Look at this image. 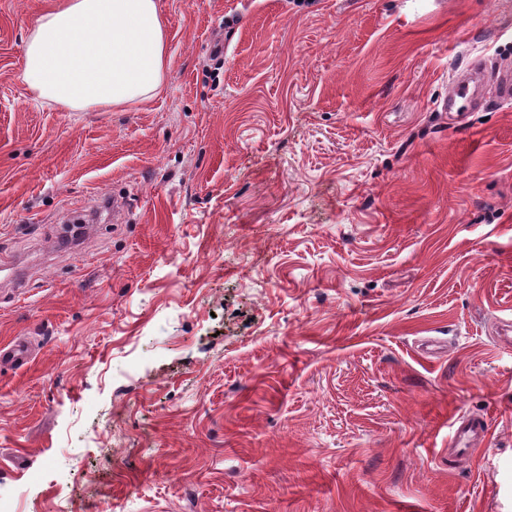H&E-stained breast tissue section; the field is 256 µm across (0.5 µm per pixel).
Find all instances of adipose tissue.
I'll return each mask as SVG.
<instances>
[{
	"instance_id": "adipose-tissue-1",
	"label": "adipose tissue",
	"mask_w": 512,
	"mask_h": 512,
	"mask_svg": "<svg viewBox=\"0 0 512 512\" xmlns=\"http://www.w3.org/2000/svg\"><path fill=\"white\" fill-rule=\"evenodd\" d=\"M167 67L158 0H59L29 33L20 78L35 101L107 111L160 94Z\"/></svg>"
}]
</instances>
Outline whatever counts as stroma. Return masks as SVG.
Masks as SVG:
<instances>
[{
    "instance_id": "stroma-1",
    "label": "stroma",
    "mask_w": 512,
    "mask_h": 512,
    "mask_svg": "<svg viewBox=\"0 0 512 512\" xmlns=\"http://www.w3.org/2000/svg\"><path fill=\"white\" fill-rule=\"evenodd\" d=\"M55 2L0 0V512H512V106L434 109L512 0H158L105 112L19 78ZM487 437V426L482 421L476 419L467 420L452 430L448 445L452 448H458L463 445L467 446V444L473 445V441L485 442Z\"/></svg>"
}]
</instances>
